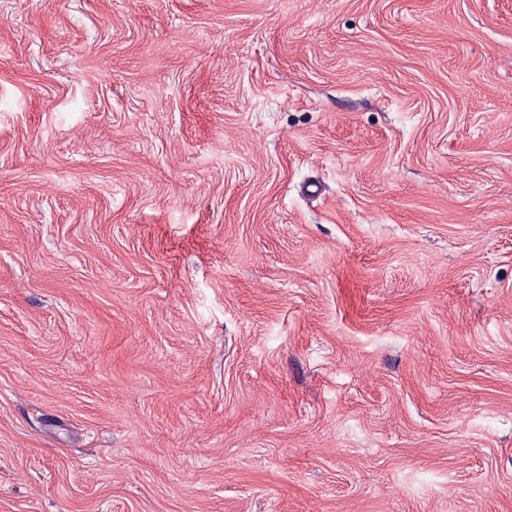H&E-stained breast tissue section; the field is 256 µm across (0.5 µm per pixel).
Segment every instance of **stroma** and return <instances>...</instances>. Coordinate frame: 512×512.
<instances>
[{
  "instance_id": "stroma-1",
  "label": "stroma",
  "mask_w": 512,
  "mask_h": 512,
  "mask_svg": "<svg viewBox=\"0 0 512 512\" xmlns=\"http://www.w3.org/2000/svg\"><path fill=\"white\" fill-rule=\"evenodd\" d=\"M0 512H512V0H0Z\"/></svg>"
}]
</instances>
